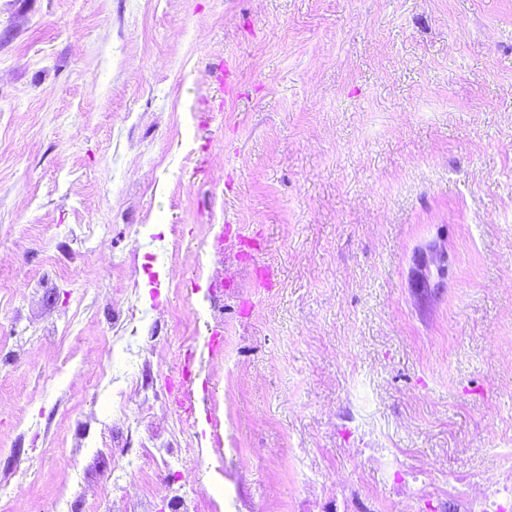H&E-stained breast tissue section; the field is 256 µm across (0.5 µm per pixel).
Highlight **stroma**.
I'll use <instances>...</instances> for the list:
<instances>
[{"mask_svg":"<svg viewBox=\"0 0 512 512\" xmlns=\"http://www.w3.org/2000/svg\"><path fill=\"white\" fill-rule=\"evenodd\" d=\"M190 345L146 512L217 479L221 512H368L413 468L455 512L449 473L502 472L512 0H0V485L35 473L0 512H67L89 463L135 494ZM190 359L185 353L184 364L178 372L168 375L159 388V396L167 411L176 416L182 430L192 426L193 408L190 399V380L192 371ZM159 435L157 434H150L149 439L152 441V447L148 448L147 444H143L144 448H141V452L143 455L148 457L153 461V464L155 466V471L153 475L152 481H148L147 484L144 486V488L141 490L140 495L137 496L136 501H129L128 506L125 508L124 511L126 512H137L136 505L141 502L143 499L149 498L154 491L157 490L158 481H160L159 484L168 485L165 482L166 476L163 478L159 477L161 472H166L169 470L170 461L169 459H178V453L180 448H170L169 443H164L160 446L158 444L154 443L155 440H157Z\"/></svg>","mask_w":512,"mask_h":512,"instance_id":"35a3bbf8","label":"stroma"}]
</instances>
